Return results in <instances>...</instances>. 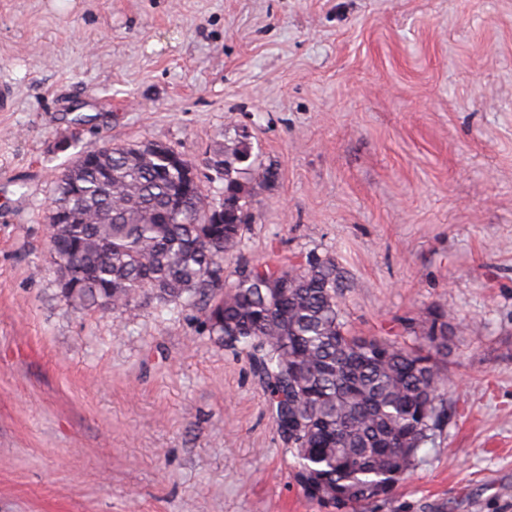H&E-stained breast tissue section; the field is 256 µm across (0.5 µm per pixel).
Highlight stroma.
<instances>
[{"label":"stroma","instance_id":"35a3bbf8","mask_svg":"<svg viewBox=\"0 0 512 512\" xmlns=\"http://www.w3.org/2000/svg\"><path fill=\"white\" fill-rule=\"evenodd\" d=\"M2 83L0 512H327L245 353L194 308H75L48 255L82 149L243 131L276 176L226 281L329 257L350 331L448 314L444 421L356 512H512V0H0Z\"/></svg>","mask_w":512,"mask_h":512}]
</instances>
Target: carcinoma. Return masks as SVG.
Segmentation results:
<instances>
[{"mask_svg": "<svg viewBox=\"0 0 512 512\" xmlns=\"http://www.w3.org/2000/svg\"><path fill=\"white\" fill-rule=\"evenodd\" d=\"M222 183L207 198L197 169L157 142H104L63 169L48 253L62 296L103 314L151 295L198 309L208 335L252 361L278 432L292 445L297 483L336 512L390 498L416 466L444 415L447 315H432L418 347L349 334L343 275L331 258L302 268L250 267L224 282V256L250 223L252 197L275 178L248 135L213 149Z\"/></svg>", "mask_w": 512, "mask_h": 512, "instance_id": "obj_1", "label": "carcinoma"}]
</instances>
